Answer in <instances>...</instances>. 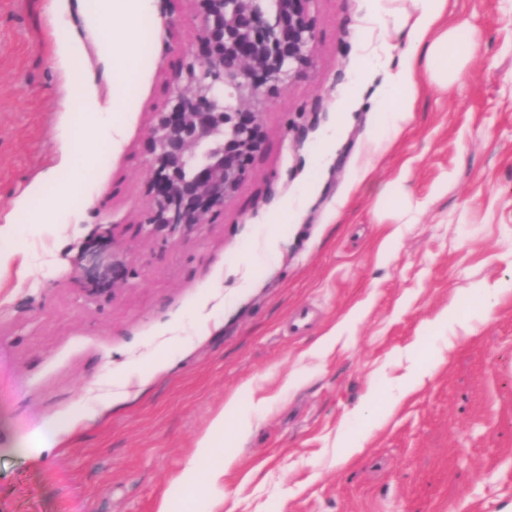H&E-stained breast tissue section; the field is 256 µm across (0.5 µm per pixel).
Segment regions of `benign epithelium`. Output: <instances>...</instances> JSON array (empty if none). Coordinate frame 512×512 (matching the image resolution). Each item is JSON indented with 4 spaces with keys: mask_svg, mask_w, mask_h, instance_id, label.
<instances>
[{
    "mask_svg": "<svg viewBox=\"0 0 512 512\" xmlns=\"http://www.w3.org/2000/svg\"><path fill=\"white\" fill-rule=\"evenodd\" d=\"M196 50L169 83L146 151L150 208L136 233L163 243L197 231L233 199L264 144L263 111L279 87L311 62L315 26L307 0H191ZM89 296H113L128 272L99 240L75 260Z\"/></svg>",
    "mask_w": 512,
    "mask_h": 512,
    "instance_id": "1",
    "label": "benign epithelium"
}]
</instances>
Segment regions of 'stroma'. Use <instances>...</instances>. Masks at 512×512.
I'll list each match as a JSON object with an SVG mask.
<instances>
[{
  "mask_svg": "<svg viewBox=\"0 0 512 512\" xmlns=\"http://www.w3.org/2000/svg\"><path fill=\"white\" fill-rule=\"evenodd\" d=\"M154 5L123 138L91 145V193L68 198L79 115L56 41L81 33L77 0H0V225L23 234L0 268V512H182L183 468L234 395L260 411L227 427L232 465L199 491L217 512H512V295L484 319L474 305L512 282V0H447L471 23L463 75L419 77L382 143L378 92L416 36L415 0H308L312 62L266 108L247 179L167 245L128 227L196 25L192 0ZM384 43L387 67L369 70ZM36 185L40 209L20 208ZM109 224L130 276L95 298L74 259ZM413 364L432 372L406 394ZM370 391L402 399L377 427L354 414Z\"/></svg>",
  "mask_w": 512,
  "mask_h": 512,
  "instance_id": "stroma-1",
  "label": "stroma"
}]
</instances>
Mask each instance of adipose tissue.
Here are the masks:
<instances>
[{
	"mask_svg": "<svg viewBox=\"0 0 512 512\" xmlns=\"http://www.w3.org/2000/svg\"><path fill=\"white\" fill-rule=\"evenodd\" d=\"M154 0H81L88 30L94 36L102 59L112 71V91L101 97L95 82L77 62L78 41L63 38L58 45L61 64L70 75L75 95L76 110L81 116L68 130L63 142V162L75 168L90 159L89 142H116L121 125L116 110L128 96L141 73L140 47L144 38L143 24L153 12ZM419 33L404 54V62L397 73L389 76L382 88L377 110L381 116L375 132L383 137L386 130L398 126L407 117L406 89L415 87L418 68H425L431 80L448 86L462 74L466 55L458 44L457 27L445 18L446 0H418ZM237 420L247 427L251 415L241 409L236 398H229L209 430L200 438L193 459L186 464L180 484L183 489L195 490L200 486H217L224 478L227 467L215 458L216 450L224 439V422ZM207 459V467H200V459Z\"/></svg>",
	"mask_w": 512,
	"mask_h": 512,
	"instance_id": "adipose-tissue-1",
	"label": "adipose tissue"
}]
</instances>
